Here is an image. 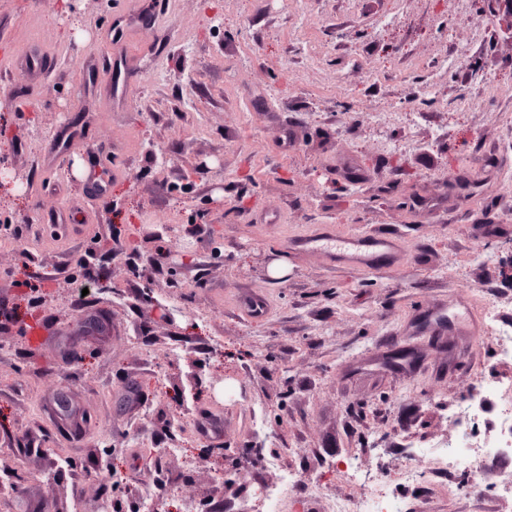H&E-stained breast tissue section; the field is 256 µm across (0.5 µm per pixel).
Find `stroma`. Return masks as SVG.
Returning a JSON list of instances; mask_svg holds the SVG:
<instances>
[{
	"instance_id": "35a3bbf8",
	"label": "stroma",
	"mask_w": 512,
	"mask_h": 512,
	"mask_svg": "<svg viewBox=\"0 0 512 512\" xmlns=\"http://www.w3.org/2000/svg\"><path fill=\"white\" fill-rule=\"evenodd\" d=\"M149 2L0 0L58 61L0 74V512H265L288 470L281 512H329L409 465V512H512L497 464L477 495L410 453L512 381L455 333L512 314V0ZM377 226L394 268L291 246Z\"/></svg>"
}]
</instances>
